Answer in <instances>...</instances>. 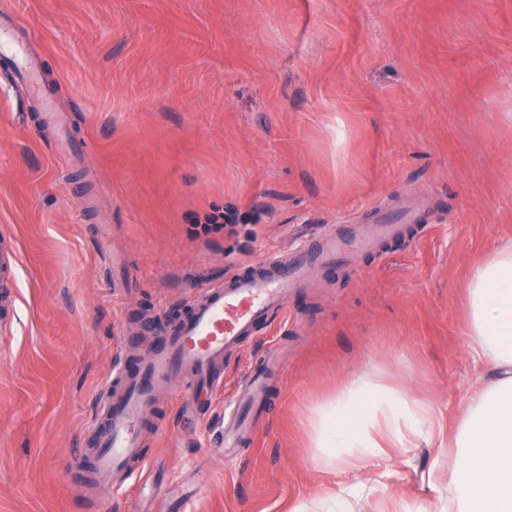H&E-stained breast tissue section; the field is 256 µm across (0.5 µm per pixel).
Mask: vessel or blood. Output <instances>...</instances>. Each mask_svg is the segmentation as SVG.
Wrapping results in <instances>:
<instances>
[{"instance_id": "obj_1", "label": "vessel or blood", "mask_w": 512, "mask_h": 512, "mask_svg": "<svg viewBox=\"0 0 512 512\" xmlns=\"http://www.w3.org/2000/svg\"><path fill=\"white\" fill-rule=\"evenodd\" d=\"M17 24L13 16L0 18V61L26 75L33 63L26 43L16 35ZM405 230L399 223L379 222L373 233L356 238L332 232L306 241L292 253L254 262L223 283L203 289L185 319L154 336L147 356L129 357L113 369L96 423L86 437L91 466L85 482L107 486L132 476L133 463L142 459L148 414L163 384L180 379L192 393L222 385L225 352L265 326L274 311L286 307L289 294L305 284L313 269H330L347 248H367ZM281 370V363L269 355L247 377L244 400L254 415L266 410ZM251 438V425L233 412L218 441L229 449L242 447Z\"/></svg>"}]
</instances>
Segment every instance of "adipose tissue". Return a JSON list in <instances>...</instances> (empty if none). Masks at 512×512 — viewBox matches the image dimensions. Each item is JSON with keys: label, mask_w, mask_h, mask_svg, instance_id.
Wrapping results in <instances>:
<instances>
[{"label": "adipose tissue", "mask_w": 512, "mask_h": 512, "mask_svg": "<svg viewBox=\"0 0 512 512\" xmlns=\"http://www.w3.org/2000/svg\"><path fill=\"white\" fill-rule=\"evenodd\" d=\"M469 347L493 371L472 388L449 445L448 493L420 512H512V243L472 271L465 289ZM310 446L320 470L355 475L354 484L322 498V512H349L363 461L411 438L430 434L428 406L367 374L318 402L308 418Z\"/></svg>", "instance_id": "ef3b65f1"}]
</instances>
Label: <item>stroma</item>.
<instances>
[{
    "label": "stroma",
    "instance_id": "35a3bbf8",
    "mask_svg": "<svg viewBox=\"0 0 512 512\" xmlns=\"http://www.w3.org/2000/svg\"><path fill=\"white\" fill-rule=\"evenodd\" d=\"M65 118L0 71V512H288L350 483L319 472L314 404L369 372L451 430L486 362L465 285L512 241V0H0ZM407 205L403 236L314 271L224 358L195 418L164 387L129 485L91 500L72 471L130 340L245 265ZM232 231L198 234L205 215ZM281 351L251 444L212 447L249 369ZM438 450L368 458L356 512L431 496Z\"/></svg>",
    "mask_w": 512,
    "mask_h": 512
}]
</instances>
